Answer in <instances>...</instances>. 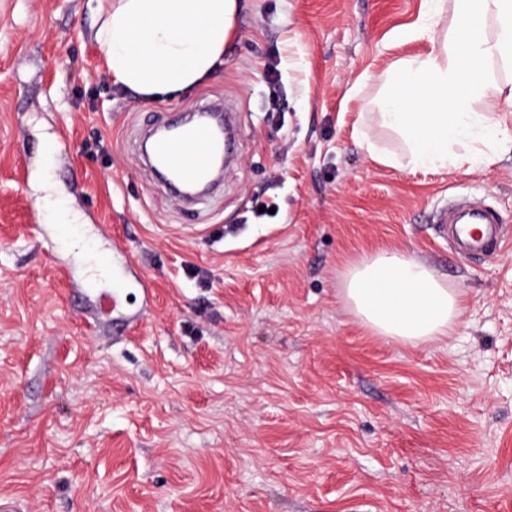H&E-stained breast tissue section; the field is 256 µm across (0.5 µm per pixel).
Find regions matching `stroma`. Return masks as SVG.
Masks as SVG:
<instances>
[{"label": "stroma", "instance_id": "stroma-1", "mask_svg": "<svg viewBox=\"0 0 512 512\" xmlns=\"http://www.w3.org/2000/svg\"><path fill=\"white\" fill-rule=\"evenodd\" d=\"M240 2L223 64L146 100L107 68L98 0H0V498L512 512V248L471 259L436 232L466 200L512 236V158L419 170L366 151L404 152L376 103L430 49L403 36L423 0ZM203 103L236 109V158L185 202L141 142ZM47 183L70 229L34 219ZM385 249L465 291L449 336L395 342L346 308L349 264Z\"/></svg>", "mask_w": 512, "mask_h": 512}]
</instances>
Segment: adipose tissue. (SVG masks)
Listing matches in <instances>:
<instances>
[{
	"instance_id": "obj_1",
	"label": "adipose tissue",
	"mask_w": 512,
	"mask_h": 512,
	"mask_svg": "<svg viewBox=\"0 0 512 512\" xmlns=\"http://www.w3.org/2000/svg\"><path fill=\"white\" fill-rule=\"evenodd\" d=\"M445 0H425L410 38L425 55L402 60L389 77L381 118L402 138L407 164L478 170L512 152V127L480 111L507 96L488 73L512 68V0H456L454 35L436 39ZM240 0H112L96 37L116 82L154 99L183 91L222 63ZM342 295L361 324L394 341L419 345L447 335L465 310L463 291L396 251L362 258L347 271Z\"/></svg>"
}]
</instances>
